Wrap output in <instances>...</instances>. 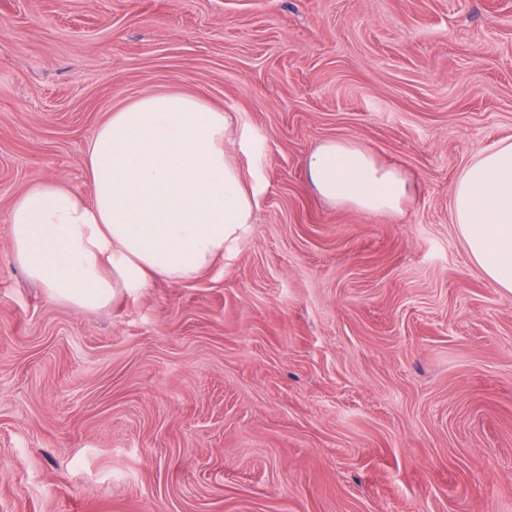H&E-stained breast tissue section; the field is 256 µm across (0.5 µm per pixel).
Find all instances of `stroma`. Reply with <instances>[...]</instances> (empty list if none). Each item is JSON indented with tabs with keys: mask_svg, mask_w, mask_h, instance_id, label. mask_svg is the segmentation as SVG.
<instances>
[{
	"mask_svg": "<svg viewBox=\"0 0 512 512\" xmlns=\"http://www.w3.org/2000/svg\"><path fill=\"white\" fill-rule=\"evenodd\" d=\"M229 112L260 189L197 279L97 310L14 260L32 184L89 195L88 144L149 91ZM512 140V0H0V512H512V294L454 185ZM413 186L369 215L307 156ZM306 168L320 198L364 213H396L408 195L402 173L379 165L371 151L354 141L324 142L308 157Z\"/></svg>",
	"mask_w": 512,
	"mask_h": 512,
	"instance_id": "35a3bbf8",
	"label": "stroma"
}]
</instances>
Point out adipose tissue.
I'll list each match as a JSON object with an SVG mask.
<instances>
[{
	"instance_id": "ef3b65f1",
	"label": "adipose tissue",
	"mask_w": 512,
	"mask_h": 512,
	"mask_svg": "<svg viewBox=\"0 0 512 512\" xmlns=\"http://www.w3.org/2000/svg\"><path fill=\"white\" fill-rule=\"evenodd\" d=\"M230 118L184 93L139 96L96 130L86 155L92 201L57 181L22 192L9 213L13 254L55 301L86 309L133 294L153 278L180 282L210 270L251 222L256 188L226 152ZM316 194L368 214L400 211L402 173L348 140L307 159ZM452 216L468 256L512 293V143L462 173Z\"/></svg>"
}]
</instances>
